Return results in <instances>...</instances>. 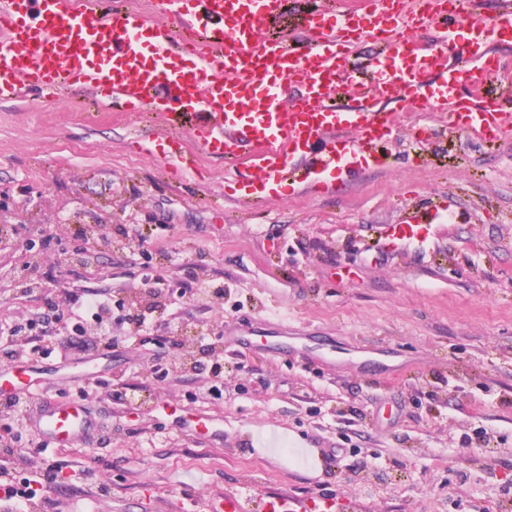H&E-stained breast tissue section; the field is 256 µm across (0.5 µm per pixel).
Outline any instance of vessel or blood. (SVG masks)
<instances>
[{
	"label": "vessel or blood",
	"mask_w": 512,
	"mask_h": 512,
	"mask_svg": "<svg viewBox=\"0 0 512 512\" xmlns=\"http://www.w3.org/2000/svg\"><path fill=\"white\" fill-rule=\"evenodd\" d=\"M279 0H153L150 13L113 0H32L19 20L17 0H0V101L27 90L48 96L80 86L99 108L138 112L165 101L159 117L175 124L188 116L196 143L170 139L163 160L174 176L197 175L200 157H224L226 178L251 160L254 185L324 184L355 169L378 168V145L399 115L378 107L397 99L431 118L438 132H468L493 143L512 132V109L476 101L461 89L490 72L494 46L512 43V0H500L489 19L470 17L446 0H363L355 10L328 6L303 18L296 41L277 29ZM183 37H176L175 29ZM374 54L367 86H353L356 103L335 106L348 80L347 62L366 45ZM325 150L303 173L290 167L312 142ZM437 208L394 225L396 241L425 242ZM32 399L30 426L46 444L78 448L102 429L79 400L46 397L23 358L0 371V401ZM317 503L283 495L230 491L193 501L192 512H316Z\"/></svg>",
	"instance_id": "b4317fda"
}]
</instances>
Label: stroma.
I'll return each mask as SVG.
<instances>
[{"mask_svg": "<svg viewBox=\"0 0 512 512\" xmlns=\"http://www.w3.org/2000/svg\"><path fill=\"white\" fill-rule=\"evenodd\" d=\"M381 107L400 115L384 170L254 206L226 192L223 157L205 159L206 183H174L157 141L131 149L152 111L102 110L76 86L0 102V327L40 332L45 299L96 293L156 317L129 345L116 309L112 347L90 335L66 358L31 356L53 396L96 384L112 426L50 455L76 472L56 493L66 512H188L244 485L342 512L512 498V136H424L404 103ZM431 206L451 214L427 244L390 250L393 225ZM34 259L46 276L26 299L14 273ZM195 276L224 297L188 295ZM276 301L301 322L291 353L264 345ZM236 331L248 344L227 343ZM197 411L213 419L202 436Z\"/></svg>", "mask_w": 512, "mask_h": 512, "instance_id": "35a3bbf8", "label": "stroma"}]
</instances>
